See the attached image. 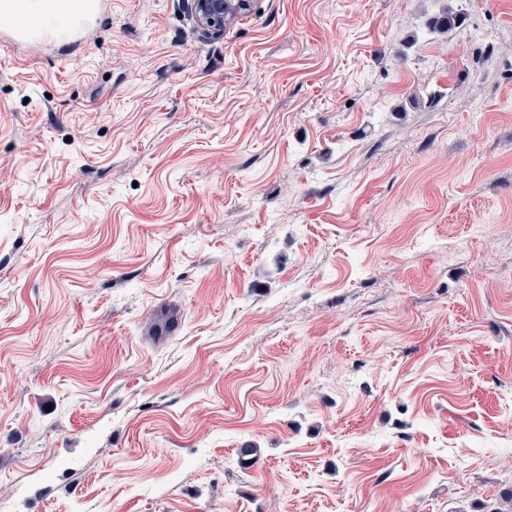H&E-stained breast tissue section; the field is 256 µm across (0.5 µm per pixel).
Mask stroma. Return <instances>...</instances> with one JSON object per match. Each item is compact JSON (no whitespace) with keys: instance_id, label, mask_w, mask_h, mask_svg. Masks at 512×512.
Masks as SVG:
<instances>
[{"instance_id":"1","label":"stroma","mask_w":512,"mask_h":512,"mask_svg":"<svg viewBox=\"0 0 512 512\" xmlns=\"http://www.w3.org/2000/svg\"><path fill=\"white\" fill-rule=\"evenodd\" d=\"M85 28L0 18V512L512 496V0Z\"/></svg>"}]
</instances>
